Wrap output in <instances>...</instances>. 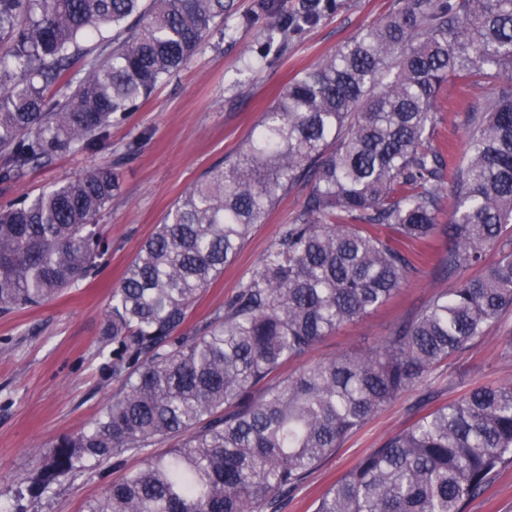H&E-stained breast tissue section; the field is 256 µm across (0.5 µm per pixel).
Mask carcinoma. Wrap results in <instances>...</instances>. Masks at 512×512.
<instances>
[{
    "mask_svg": "<svg viewBox=\"0 0 512 512\" xmlns=\"http://www.w3.org/2000/svg\"><path fill=\"white\" fill-rule=\"evenodd\" d=\"M227 0H0V184L102 145L224 25ZM337 0L270 15L259 59L330 16ZM99 39L98 53L81 43ZM494 93L466 113L462 156L433 145L444 84ZM56 89L53 96L50 89ZM310 186L235 292L198 326L192 305L295 185ZM109 168L0 206V313L37 306L99 271ZM448 217L451 275L376 347L283 366L409 281L408 242ZM512 0H398L298 73L247 141L174 203L105 313L100 352L119 389L74 434L39 451L25 494L145 452L86 512H282L288 495L438 363L512 309ZM167 445L160 454L147 449ZM512 465V383H486L363 456L314 512H464Z\"/></svg>",
    "mask_w": 512,
    "mask_h": 512,
    "instance_id": "carcinoma-1",
    "label": "carcinoma"
}]
</instances>
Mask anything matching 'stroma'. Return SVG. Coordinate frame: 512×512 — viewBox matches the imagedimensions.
Instances as JSON below:
<instances>
[{
    "label": "stroma",
    "mask_w": 512,
    "mask_h": 512,
    "mask_svg": "<svg viewBox=\"0 0 512 512\" xmlns=\"http://www.w3.org/2000/svg\"><path fill=\"white\" fill-rule=\"evenodd\" d=\"M258 0H231L224 33L207 42L175 75L124 119L113 122L104 144L94 150L58 155L29 168L16 183L0 186V205L35 197L52 183L100 167L112 168L122 185L101 219L112 242L99 274L38 307L0 315V505L12 503L13 478L31 473L38 451L53 439L84 428L116 391L101 332L112 290L140 244L170 207L208 168L237 150L263 112L275 105L288 80L334 52L366 25L381 20L395 0H340L338 11L308 29L282 54L257 61L266 19ZM493 93L486 82L467 95L445 85L437 101L440 116L433 134L440 148L461 146L465 114ZM309 188L298 185L282 198L240 252L214 281L192 313L201 321L223 306L242 274L262 258L282 224L303 207ZM418 273L395 298L358 321L323 338L305 363L334 358L379 344L394 326L421 309L431 296L462 283L475 271L444 276L448 236L440 232L415 246ZM512 382V311L476 347L436 366L422 387L402 394L362 430L326 458L289 499L283 512H313L316 500L356 461L417 418L421 393L430 407L461 396L471 387ZM142 455H125L119 466L86 472L26 497L25 512H83L108 485L137 468ZM465 512H512V467L502 471Z\"/></svg>",
    "instance_id": "stroma-1"
}]
</instances>
